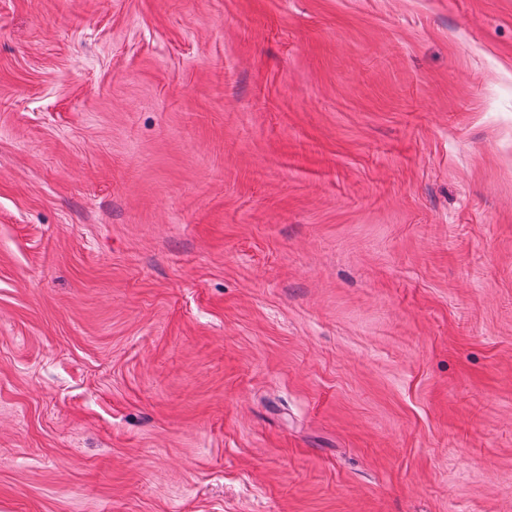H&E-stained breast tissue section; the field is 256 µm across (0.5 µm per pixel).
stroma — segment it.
<instances>
[{
    "label": "stroma",
    "instance_id": "1",
    "mask_svg": "<svg viewBox=\"0 0 512 512\" xmlns=\"http://www.w3.org/2000/svg\"><path fill=\"white\" fill-rule=\"evenodd\" d=\"M0 512H512V0H0Z\"/></svg>",
    "mask_w": 512,
    "mask_h": 512
}]
</instances>
